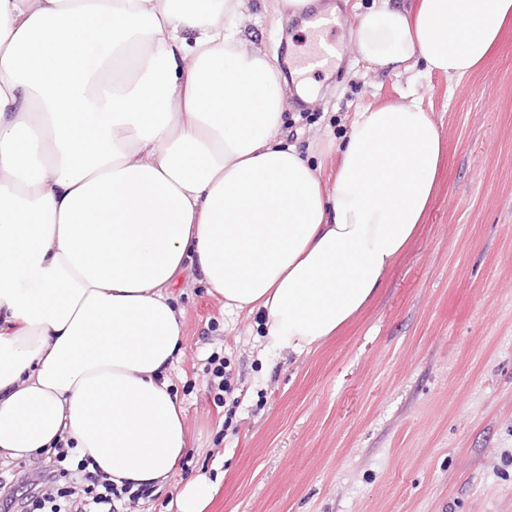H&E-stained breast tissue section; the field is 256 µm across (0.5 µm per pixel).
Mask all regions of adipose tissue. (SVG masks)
Wrapping results in <instances>:
<instances>
[{
    "mask_svg": "<svg viewBox=\"0 0 512 512\" xmlns=\"http://www.w3.org/2000/svg\"><path fill=\"white\" fill-rule=\"evenodd\" d=\"M249 0H0V460L75 443L112 483L175 484L185 270L294 351L342 332L415 236L445 144L418 103L357 113L332 181L283 133L276 57L232 25ZM512 0H381L376 68L463 77Z\"/></svg>",
    "mask_w": 512,
    "mask_h": 512,
    "instance_id": "obj_1",
    "label": "adipose tissue"
}]
</instances>
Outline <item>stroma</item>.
I'll use <instances>...</instances> for the list:
<instances>
[{
  "mask_svg": "<svg viewBox=\"0 0 512 512\" xmlns=\"http://www.w3.org/2000/svg\"><path fill=\"white\" fill-rule=\"evenodd\" d=\"M372 4L342 0L343 61L299 74L314 98L287 100L283 130L329 174L356 113L417 101L446 142L433 195L374 300L309 351L277 346L260 315L225 311L204 285L174 289L185 336L168 376L190 452L176 476L213 482L205 512H512V27L460 79L380 69L354 47ZM316 7L251 0L238 26L287 74Z\"/></svg>",
  "mask_w": 512,
  "mask_h": 512,
  "instance_id": "35a3bbf8",
  "label": "stroma"
}]
</instances>
